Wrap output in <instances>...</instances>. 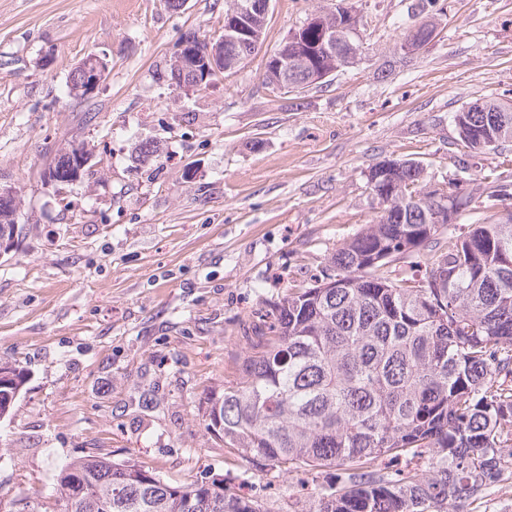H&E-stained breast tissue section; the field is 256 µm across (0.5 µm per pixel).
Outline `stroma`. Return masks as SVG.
I'll return each instance as SVG.
<instances>
[{
  "mask_svg": "<svg viewBox=\"0 0 512 512\" xmlns=\"http://www.w3.org/2000/svg\"><path fill=\"white\" fill-rule=\"evenodd\" d=\"M337 1L271 0L261 51L188 95L168 86L169 60L185 32L221 34L230 0H0V186L22 199L0 257V362L28 374L0 418V512H54L60 467L93 453L223 484L267 512L311 504L310 482L202 422L255 310L375 222L366 182L382 160L420 162L427 184L462 192L479 172L512 182V164L467 148L452 121L512 101V0H444L436 38L405 58L401 27L423 19L422 0H345L357 64L299 94L268 89V57ZM92 53L110 71L72 100L68 74ZM71 141L93 173L45 185ZM145 142L157 157L139 158Z\"/></svg>",
  "mask_w": 512,
  "mask_h": 512,
  "instance_id": "1",
  "label": "stroma"
}]
</instances>
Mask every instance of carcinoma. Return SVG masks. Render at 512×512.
Instances as JSON below:
<instances>
[{
    "mask_svg": "<svg viewBox=\"0 0 512 512\" xmlns=\"http://www.w3.org/2000/svg\"><path fill=\"white\" fill-rule=\"evenodd\" d=\"M320 24L297 28L288 71L269 57V78L310 77L354 64L358 23L339 3ZM336 30V55L321 32ZM493 112L459 108L452 120L480 137L512 140V104ZM424 169L394 160L376 188L385 199L367 224L325 258L319 273L264 301L234 379L205 429L224 446L291 478L337 470L314 489L307 512H456L457 504L512 485V214L481 210L457 230L429 224ZM512 199V184L481 174L462 195ZM424 266L420 280L395 275L398 264ZM27 381L0 363V417ZM73 512H265L222 485H173L138 463L87 455L57 474Z\"/></svg>",
    "mask_w": 512,
    "mask_h": 512,
    "instance_id": "cac0c4a2",
    "label": "carcinoma"
}]
</instances>
